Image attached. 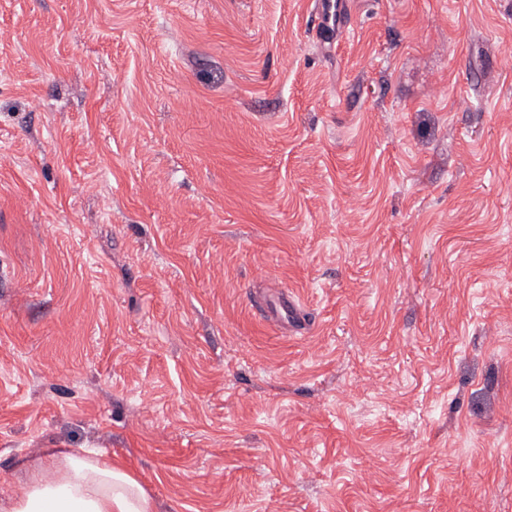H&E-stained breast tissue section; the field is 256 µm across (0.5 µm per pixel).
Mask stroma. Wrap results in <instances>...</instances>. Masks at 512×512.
<instances>
[{"instance_id": "obj_1", "label": "stroma", "mask_w": 512, "mask_h": 512, "mask_svg": "<svg viewBox=\"0 0 512 512\" xmlns=\"http://www.w3.org/2000/svg\"><path fill=\"white\" fill-rule=\"evenodd\" d=\"M313 7L0 0V497L512 512V0ZM314 6L321 33L329 35L336 30V35L342 36L348 32L350 22L346 0H316ZM90 454L50 449L20 493L0 498V511L157 512L153 495L121 459Z\"/></svg>"}]
</instances>
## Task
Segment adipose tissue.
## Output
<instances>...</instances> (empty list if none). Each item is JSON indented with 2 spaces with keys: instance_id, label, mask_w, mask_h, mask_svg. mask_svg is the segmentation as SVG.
<instances>
[{
  "instance_id": "ef3b65f1",
  "label": "adipose tissue",
  "mask_w": 512,
  "mask_h": 512,
  "mask_svg": "<svg viewBox=\"0 0 512 512\" xmlns=\"http://www.w3.org/2000/svg\"><path fill=\"white\" fill-rule=\"evenodd\" d=\"M0 512H157V503L117 456L54 448L20 493L0 498Z\"/></svg>"
}]
</instances>
